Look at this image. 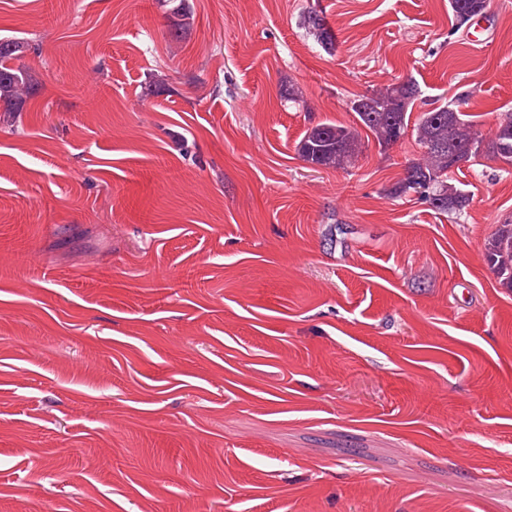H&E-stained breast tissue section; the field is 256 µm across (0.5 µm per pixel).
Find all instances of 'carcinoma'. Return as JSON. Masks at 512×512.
<instances>
[{
	"label": "carcinoma",
	"instance_id": "1",
	"mask_svg": "<svg viewBox=\"0 0 512 512\" xmlns=\"http://www.w3.org/2000/svg\"><path fill=\"white\" fill-rule=\"evenodd\" d=\"M187 2L176 0L170 8V35L176 39L189 27ZM448 7L456 26H468L485 12L487 0H448ZM305 24L308 33L322 47H332V36L318 12H309ZM28 47V42L22 38H0V112L21 111L27 99L35 94L31 76L21 68L6 65L8 60L22 56ZM419 96L418 84L407 79L382 92L360 96L352 102L351 110L359 124L386 149L397 144L407 132L410 114ZM412 134L424 149L423 160L410 163L389 194L399 197L414 192L440 212L460 213L469 204L467 194L448 182V171L455 167V162L450 160L453 151L471 148L474 156L482 152L512 162L511 112L505 113L487 141L473 130L466 114L448 105L421 113ZM361 149L356 128L331 121L320 122L308 129L297 145L298 154L304 161L333 169L352 163ZM487 258L500 284L512 288V219L505 221L488 241Z\"/></svg>",
	"mask_w": 512,
	"mask_h": 512
}]
</instances>
